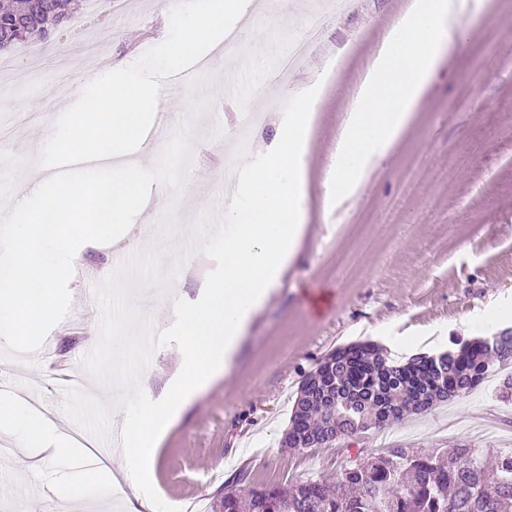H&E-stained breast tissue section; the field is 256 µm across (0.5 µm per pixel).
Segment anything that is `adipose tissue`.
<instances>
[{"mask_svg": "<svg viewBox=\"0 0 512 512\" xmlns=\"http://www.w3.org/2000/svg\"><path fill=\"white\" fill-rule=\"evenodd\" d=\"M309 115L289 114L279 124L266 163L245 166L225 214L224 248L218 271L193 302H177L168 316L179 332L180 363L166 396L145 402L130 386L123 411V450L113 464L102 463L55 418L32 412L18 395L0 400V434L16 441V461L27 468L44 459L74 461L87 480L89 496L130 488L123 502L138 512L159 446L183 411L227 370L254 315L278 288L304 232V156Z\"/></svg>", "mask_w": 512, "mask_h": 512, "instance_id": "ef3b65f1", "label": "adipose tissue"}]
</instances>
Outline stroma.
I'll list each match as a JSON object with an SVG mask.
<instances>
[{"label": "stroma", "instance_id": "1", "mask_svg": "<svg viewBox=\"0 0 512 512\" xmlns=\"http://www.w3.org/2000/svg\"><path fill=\"white\" fill-rule=\"evenodd\" d=\"M168 0H79L75 20L56 46L31 39L48 62L33 66L15 45L0 72V205L20 188L24 141L40 139L62 114L47 87L64 77L83 80L79 60L87 43L99 57L120 60L144 54L162 37L160 14ZM413 0H255L240 21L243 40L256 49L218 50L208 69L196 72L187 92L194 105L163 91L170 128L190 120L194 129L181 193L155 184L161 202L149 223L116 245L83 250L84 266L108 274L112 254L125 255L121 274L99 291L93 309L81 301L88 282L74 280L68 323L54 330L56 362L22 364L39 387L35 398L83 436L94 440L117 431L121 415L114 396L58 386L57 364L88 382L112 387L114 345L135 337L125 368L149 372L148 392L159 396L177 364L174 333L160 309L192 298L214 271L221 252L208 227L212 213L226 210L228 184L239 179L240 155L228 144L243 113L267 108L268 124L253 143H273L276 121L309 112L305 177V236L275 294L250 324L229 374L216 380L182 414L161 445L154 471L152 512H212L225 487L332 477L357 453L402 445L451 448L468 445L495 456L512 448V399L497 396L490 376L468 396L441 402L386 429H370L335 445L304 450L281 447L296 392L304 377L330 351L358 341L386 344L414 330L424 341L411 353L451 348L461 318L479 314L497 296L512 295V0H469L459 38L443 54L424 98L390 151L366 171L354 194L331 202L328 178L334 150L359 86L373 58ZM324 15L322 42L299 60L288 84L274 83L296 39L315 15ZM470 87L457 105L461 84ZM426 165H419V158ZM420 176L403 186L405 172ZM194 231L181 235L183 225ZM458 430L448 431V420ZM75 469L46 461L26 471L0 458V504L24 500L27 512H55L39 496L52 483L71 484Z\"/></svg>", "mask_w": 512, "mask_h": 512}]
</instances>
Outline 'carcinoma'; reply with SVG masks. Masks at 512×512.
I'll list each match as a JSON object with an SVG mask.
<instances>
[{
	"mask_svg": "<svg viewBox=\"0 0 512 512\" xmlns=\"http://www.w3.org/2000/svg\"><path fill=\"white\" fill-rule=\"evenodd\" d=\"M72 0H0V46L51 29L70 16ZM512 362V336L473 338L456 351L399 361L382 347L359 342L323 356L302 380L281 446L307 449L382 428L437 402L464 397L493 363ZM512 512V455L495 470L483 453L463 445L449 452L396 446L358 456L333 480L227 489L218 512Z\"/></svg>",
	"mask_w": 512,
	"mask_h": 512,
	"instance_id": "obj_1",
	"label": "carcinoma"
}]
</instances>
